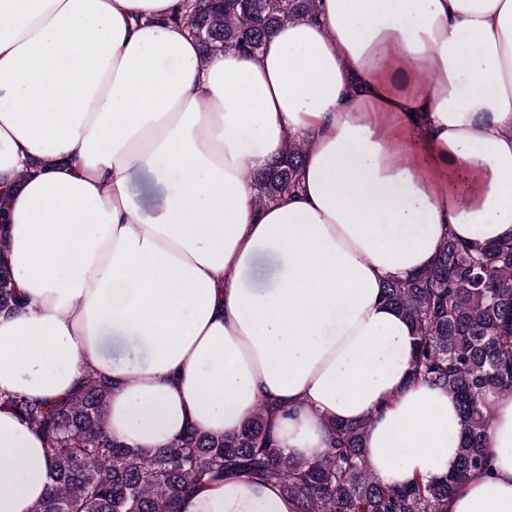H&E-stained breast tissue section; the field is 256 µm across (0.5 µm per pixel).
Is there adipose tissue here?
Returning <instances> with one entry per match:
<instances>
[{
  "mask_svg": "<svg viewBox=\"0 0 512 512\" xmlns=\"http://www.w3.org/2000/svg\"><path fill=\"white\" fill-rule=\"evenodd\" d=\"M180 8L0 0V186L29 300L0 316V392L52 404L94 371L133 448L234 431L262 399L285 455L365 418L382 482L447 474L457 403L411 381L414 332L383 286L446 236L512 238V0H318L259 53L207 57ZM291 137L298 191L256 205L247 174ZM489 446L448 512H512V395ZM43 448L0 410V512L47 492ZM293 509L233 475L180 502Z\"/></svg>",
  "mask_w": 512,
  "mask_h": 512,
  "instance_id": "adipose-tissue-1",
  "label": "adipose tissue"
}]
</instances>
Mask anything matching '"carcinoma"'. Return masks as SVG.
I'll list each match as a JSON object with an SVG mask.
<instances>
[{
	"instance_id": "obj_1",
	"label": "carcinoma",
	"mask_w": 512,
	"mask_h": 512,
	"mask_svg": "<svg viewBox=\"0 0 512 512\" xmlns=\"http://www.w3.org/2000/svg\"><path fill=\"white\" fill-rule=\"evenodd\" d=\"M317 0H183L178 19L203 56L260 51L281 24L315 14ZM304 147L288 139L285 157L248 179L258 206L298 189ZM0 223V313L27 304L8 261ZM383 298L412 326L411 380L456 397L461 430L456 469L427 482L383 483L364 450L368 421L329 419L330 447L315 459L284 455L272 435V409L260 402L238 430L214 435L192 428L164 448H131L105 422L110 383L94 373L69 398L52 405L0 393V409L18 414L44 439L52 483L32 512H177L192 486L227 474L271 481L294 512H448L473 477L491 469L492 399L512 394V239L460 241L449 235L433 265L391 278Z\"/></svg>"
}]
</instances>
